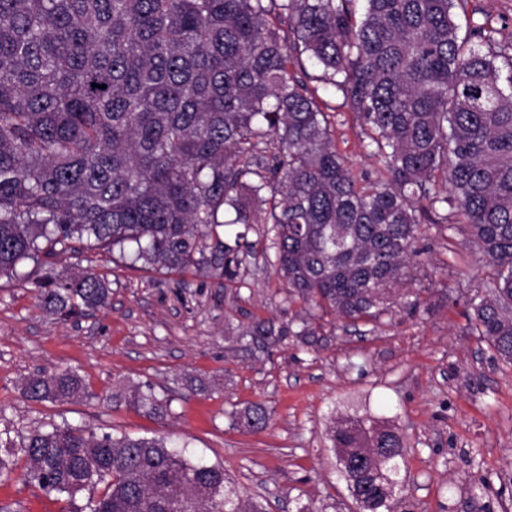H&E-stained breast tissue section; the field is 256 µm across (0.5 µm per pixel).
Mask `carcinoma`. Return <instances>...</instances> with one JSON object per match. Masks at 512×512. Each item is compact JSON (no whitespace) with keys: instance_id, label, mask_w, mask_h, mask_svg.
<instances>
[{"instance_id":"cac0c4a2","label":"carcinoma","mask_w":512,"mask_h":512,"mask_svg":"<svg viewBox=\"0 0 512 512\" xmlns=\"http://www.w3.org/2000/svg\"><path fill=\"white\" fill-rule=\"evenodd\" d=\"M467 0H0V278L35 282L64 318L109 306L106 277L65 276L49 258L73 242L135 245L134 261L236 282L262 256L288 296L352 322L377 319L412 281L420 224L447 208L491 268L468 321L512 364V40ZM361 123L384 179L336 150L319 88ZM308 325L259 321L242 337L277 344ZM37 403L94 398L73 370L23 385ZM112 402L159 420L149 384ZM268 428L261 404L232 413ZM356 512H398L405 434L370 413L327 430ZM0 479L22 478L81 512H266L218 464L165 438L97 435L65 424L0 441Z\"/></svg>"}]
</instances>
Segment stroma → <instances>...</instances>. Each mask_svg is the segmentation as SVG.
<instances>
[{
    "label": "stroma",
    "mask_w": 512,
    "mask_h": 512,
    "mask_svg": "<svg viewBox=\"0 0 512 512\" xmlns=\"http://www.w3.org/2000/svg\"><path fill=\"white\" fill-rule=\"evenodd\" d=\"M333 138L355 173L384 175L362 147L361 127L338 96ZM424 254L415 261L417 311L394 305L379 321L350 324L327 313L309 318L288 300L282 279L261 262L236 283L188 272L144 271L131 247L91 250L76 243L58 268L107 276L110 307L77 319L45 311L34 278L0 279V433L66 422L96 433L169 436L187 442L194 459L223 465L267 512H296L297 496L336 497L354 512L326 438L330 419L371 410L407 437L404 512H512V365L472 329L468 302L489 273L478 261L468 225L447 210L422 226ZM279 347L248 344L247 325L300 329ZM77 371L94 397L35 403L22 395L30 375ZM152 384L168 396L171 416L159 422L109 401L113 389ZM267 406L269 427L245 434L229 414ZM67 499L45 495L19 475L0 481V512H69Z\"/></svg>",
    "instance_id": "stroma-1"
}]
</instances>
